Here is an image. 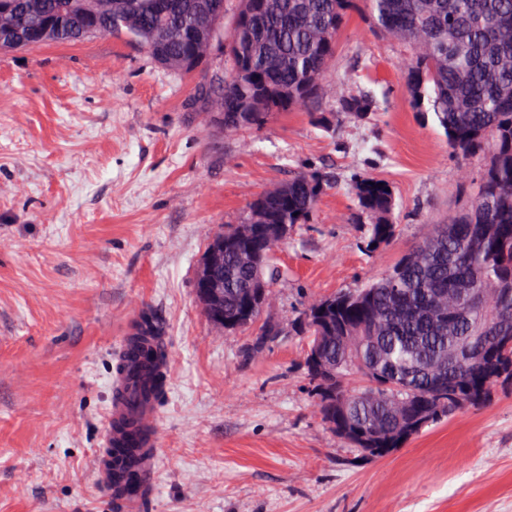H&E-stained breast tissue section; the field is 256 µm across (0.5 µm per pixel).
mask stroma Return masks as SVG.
Listing matches in <instances>:
<instances>
[{
    "mask_svg": "<svg viewBox=\"0 0 512 512\" xmlns=\"http://www.w3.org/2000/svg\"><path fill=\"white\" fill-rule=\"evenodd\" d=\"M396 46L351 12L323 111L373 95L370 118L325 133L281 112L235 133L188 100L198 75L158 67L111 35L0 51V512H119L96 485L116 345L143 307L161 318L171 378L143 512H512V390L426 429L386 457L325 427L289 326L310 297L381 275L465 203L441 129L415 112ZM336 187L274 251L261 322L287 332L252 355L224 334L194 281L212 234L300 171ZM385 182L394 238L364 248L362 178Z\"/></svg>",
    "mask_w": 512,
    "mask_h": 512,
    "instance_id": "obj_1",
    "label": "stroma"
}]
</instances>
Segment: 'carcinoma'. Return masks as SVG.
Listing matches in <instances>:
<instances>
[{"mask_svg": "<svg viewBox=\"0 0 512 512\" xmlns=\"http://www.w3.org/2000/svg\"><path fill=\"white\" fill-rule=\"evenodd\" d=\"M0 51L48 42L113 35L143 47L176 75L194 73L217 41L192 38L190 24L212 20L226 0H3ZM374 29L408 52L404 85L413 108L432 117L457 157L480 156L468 204L434 225L380 277L360 288L310 300L294 328L323 343L327 378L305 357L323 423L336 437L383 458L425 428L463 407L491 403L512 387V0H239L243 23L230 29L224 65L195 85L192 102L212 113L226 133L259 127L274 114L309 112L323 99V80L336 33L357 5ZM377 108L371 95L339 98L338 111L356 118ZM332 175L300 171L283 188L257 195L246 218L224 228V327L253 326L265 304H241L244 291L271 286L279 226L308 224ZM358 210L369 220L365 250L396 232L395 197L363 178ZM164 331L147 308L132 340ZM280 335L261 327L252 354Z\"/></svg>", "mask_w": 512, "mask_h": 512, "instance_id": "1", "label": "carcinoma"}]
</instances>
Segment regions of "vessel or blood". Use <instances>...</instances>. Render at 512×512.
I'll list each match as a JSON object with an SVG mask.
<instances>
[{
    "label": "vessel or blood",
    "mask_w": 512,
    "mask_h": 512,
    "mask_svg": "<svg viewBox=\"0 0 512 512\" xmlns=\"http://www.w3.org/2000/svg\"><path fill=\"white\" fill-rule=\"evenodd\" d=\"M112 402L105 420L102 448L94 459L99 487L120 486L116 497L120 512H141L152 495L160 458L158 404L137 403L139 375L118 367L111 382Z\"/></svg>",
    "instance_id": "b4317fda"
}]
</instances>
